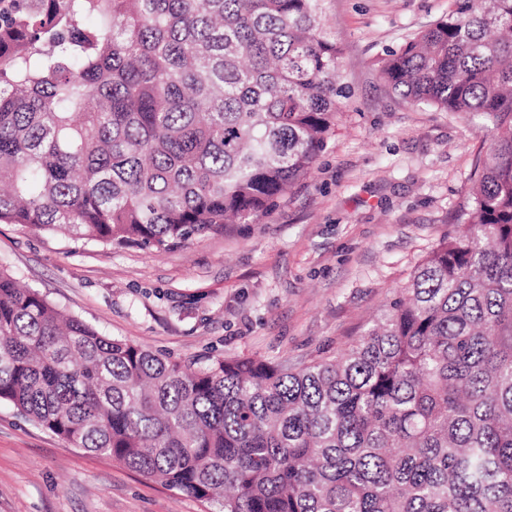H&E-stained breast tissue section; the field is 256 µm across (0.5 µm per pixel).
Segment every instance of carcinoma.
<instances>
[{
	"label": "carcinoma",
	"mask_w": 512,
	"mask_h": 512,
	"mask_svg": "<svg viewBox=\"0 0 512 512\" xmlns=\"http://www.w3.org/2000/svg\"><path fill=\"white\" fill-rule=\"evenodd\" d=\"M325 4L0 0V223L157 250L260 223L341 109ZM380 72L491 139L342 355L192 368L0 271V402L218 512H512V0H453Z\"/></svg>",
	"instance_id": "carcinoma-1"
}]
</instances>
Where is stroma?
Segmentation results:
<instances>
[{
	"label": "stroma",
	"instance_id": "1",
	"mask_svg": "<svg viewBox=\"0 0 512 512\" xmlns=\"http://www.w3.org/2000/svg\"><path fill=\"white\" fill-rule=\"evenodd\" d=\"M452 0H327L348 88L303 183L257 224L166 250L75 242L0 224V270L100 334L201 366L223 357L335 358L457 228L489 134L414 105L381 77L387 50ZM65 440L0 402V512H216Z\"/></svg>",
	"mask_w": 512,
	"mask_h": 512
}]
</instances>
